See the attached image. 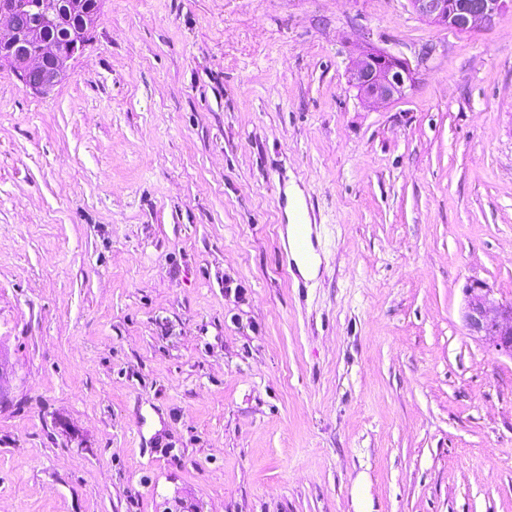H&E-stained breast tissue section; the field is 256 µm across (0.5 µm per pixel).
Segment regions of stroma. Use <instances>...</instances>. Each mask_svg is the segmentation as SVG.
Here are the masks:
<instances>
[{
	"instance_id": "stroma-1",
	"label": "stroma",
	"mask_w": 512,
	"mask_h": 512,
	"mask_svg": "<svg viewBox=\"0 0 512 512\" xmlns=\"http://www.w3.org/2000/svg\"><path fill=\"white\" fill-rule=\"evenodd\" d=\"M474 280L512 301V10L104 0L49 94L0 69V512H512ZM413 14L456 33L479 25H491L503 11L512 9L511 0H407ZM414 71L408 59L375 48L365 50L352 65L349 82L360 96L387 101L402 95L406 81L413 80ZM305 225H307V234H308V240H309V248H310L311 252L313 253L314 258L312 259V261H310L308 263L301 262V261L296 259L295 254H294V246H293L294 236L293 235L291 237V240L289 239L290 257L292 259H294L295 264H296V268H297L298 272L300 273V275L304 279H306V280H311V279H315L317 277L318 272H319L320 262H321L320 261V256L317 255L313 251L312 245L310 243L309 236H310V233H311V228H310L311 224H306V223L293 224V226L297 229V233L299 234L298 249L301 252H303L305 250V237H304V233L302 231V229L304 228Z\"/></svg>"
}]
</instances>
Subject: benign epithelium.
Listing matches in <instances>:
<instances>
[{"mask_svg": "<svg viewBox=\"0 0 512 512\" xmlns=\"http://www.w3.org/2000/svg\"><path fill=\"white\" fill-rule=\"evenodd\" d=\"M413 14L456 33L490 25L503 11L512 9V0H407ZM103 0H0V67L12 69L25 90L50 91L65 76L70 60L83 51L94 31ZM64 15L76 16V26L64 40L43 37L49 21ZM408 59L388 51L369 48L352 65L349 82L359 94L387 101L403 93L405 82L413 80ZM463 319L474 336L497 351L512 357V301H499L492 288L479 280L466 287Z\"/></svg>", "mask_w": 512, "mask_h": 512, "instance_id": "obj_1", "label": "benign epithelium"}]
</instances>
